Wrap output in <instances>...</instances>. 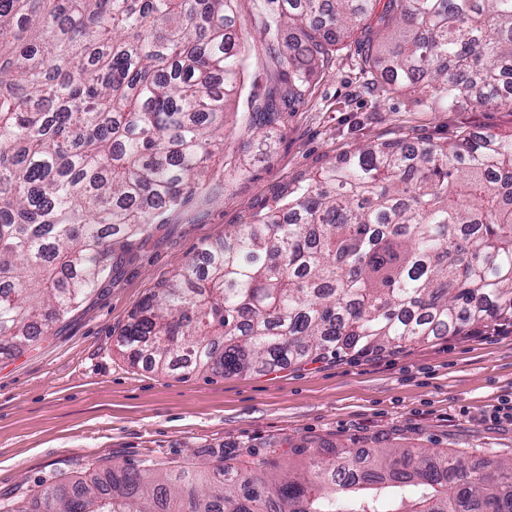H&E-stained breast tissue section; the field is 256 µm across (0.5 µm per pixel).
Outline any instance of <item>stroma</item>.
Listing matches in <instances>:
<instances>
[{"label": "stroma", "instance_id": "stroma-1", "mask_svg": "<svg viewBox=\"0 0 512 512\" xmlns=\"http://www.w3.org/2000/svg\"><path fill=\"white\" fill-rule=\"evenodd\" d=\"M242 0L244 88L224 123V152L211 182L114 269L91 296L32 345L0 355V498L41 482L88 477L92 463L167 466L225 462L251 468L274 457L301 468L307 449H450L512 457V422L494 409L512 402V334L494 325L357 358L293 364L232 376L157 372L130 364L115 346L130 314L180 264L234 224L251 223L288 191L355 148L404 139L415 146L465 133L512 132V110L430 103L422 90L370 94L380 75L354 41L312 75L304 96L256 121L279 72Z\"/></svg>", "mask_w": 512, "mask_h": 512}]
</instances>
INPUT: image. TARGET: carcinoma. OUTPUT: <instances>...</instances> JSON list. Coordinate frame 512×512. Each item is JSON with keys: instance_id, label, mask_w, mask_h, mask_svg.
<instances>
[{"instance_id": "1", "label": "carcinoma", "mask_w": 512, "mask_h": 512, "mask_svg": "<svg viewBox=\"0 0 512 512\" xmlns=\"http://www.w3.org/2000/svg\"><path fill=\"white\" fill-rule=\"evenodd\" d=\"M239 0H0V353L45 334L211 176ZM383 4L376 11L377 4ZM269 116L362 30L393 88L512 109V0H259ZM132 313L149 360L229 376L512 325V133L364 145L236 224ZM146 460L6 512H512V459L373 448L239 471Z\"/></svg>"}]
</instances>
